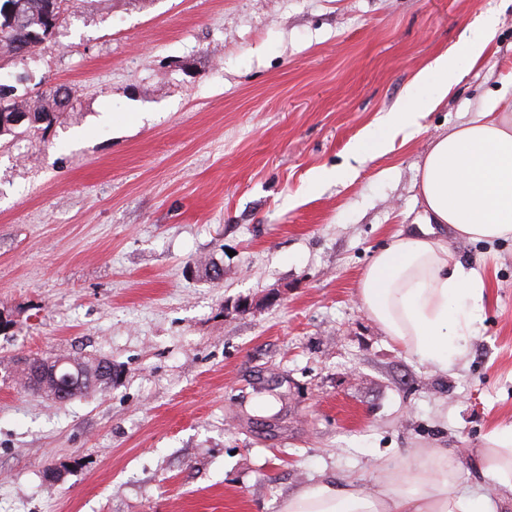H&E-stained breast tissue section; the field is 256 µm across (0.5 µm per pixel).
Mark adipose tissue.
I'll return each mask as SVG.
<instances>
[{
    "instance_id": "1",
    "label": "adipose tissue",
    "mask_w": 512,
    "mask_h": 512,
    "mask_svg": "<svg viewBox=\"0 0 512 512\" xmlns=\"http://www.w3.org/2000/svg\"><path fill=\"white\" fill-rule=\"evenodd\" d=\"M503 92L488 94L447 135L434 139L420 169L424 225L377 251L363 274L358 298L391 340L444 371L462 355L466 331L481 320L487 284L457 261L436 226L461 238L494 243L512 239V113ZM418 105L391 112L354 148L357 156L383 151L397 128L418 129ZM485 469L495 494L476 496L449 488L452 464L445 452L386 468L377 488L320 479L288 496L282 512H499L512 493V426L487 437Z\"/></svg>"
}]
</instances>
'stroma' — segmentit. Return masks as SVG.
Segmentation results:
<instances>
[{"label": "stroma", "instance_id": "1", "mask_svg": "<svg viewBox=\"0 0 512 512\" xmlns=\"http://www.w3.org/2000/svg\"><path fill=\"white\" fill-rule=\"evenodd\" d=\"M445 52L459 80L420 131L354 155ZM511 62L512 0H81L9 63L17 100L64 84L76 106L0 145V512H280L311 481L372 486L434 448L453 490H493L512 241L445 232L489 292L444 373L385 336L358 286L421 222L433 139ZM27 355L115 376L59 403L22 387Z\"/></svg>", "mask_w": 512, "mask_h": 512}]
</instances>
